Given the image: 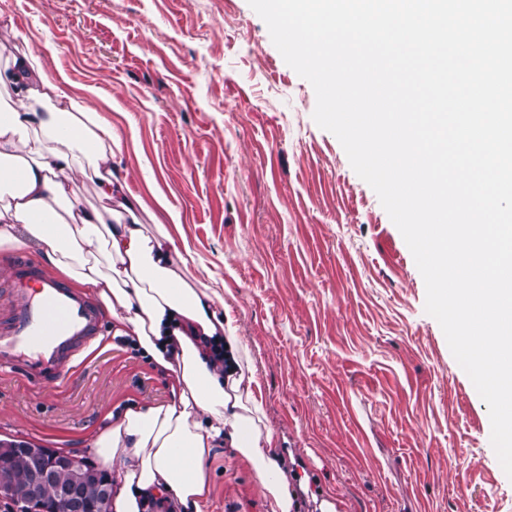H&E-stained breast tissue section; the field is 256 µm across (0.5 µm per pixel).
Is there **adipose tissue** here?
I'll use <instances>...</instances> for the list:
<instances>
[{
    "instance_id": "adipose-tissue-1",
    "label": "adipose tissue",
    "mask_w": 512,
    "mask_h": 512,
    "mask_svg": "<svg viewBox=\"0 0 512 512\" xmlns=\"http://www.w3.org/2000/svg\"><path fill=\"white\" fill-rule=\"evenodd\" d=\"M120 137L89 101L51 83L39 56L0 63V246H39L43 262L95 296L113 335L133 341L168 390L160 404L113 415L91 442L97 462L117 471L113 512H142L150 497L202 512L208 468L231 448L256 473L269 512H294L296 496L254 392L255 368L230 319L219 317V289L197 281L190 246L168 224L147 234L144 208L112 170ZM93 179L103 209L83 207L72 186ZM224 345L214 361L206 340Z\"/></svg>"
}]
</instances>
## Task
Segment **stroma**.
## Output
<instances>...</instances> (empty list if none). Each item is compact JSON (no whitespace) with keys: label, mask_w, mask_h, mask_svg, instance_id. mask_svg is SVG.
Instances as JSON below:
<instances>
[{"label":"stroma","mask_w":512,"mask_h":512,"mask_svg":"<svg viewBox=\"0 0 512 512\" xmlns=\"http://www.w3.org/2000/svg\"><path fill=\"white\" fill-rule=\"evenodd\" d=\"M21 51L93 92L131 192L165 198L197 278L222 282L298 512H512L488 409L410 249L248 0H0V56ZM166 397L106 329L59 388L0 373V439L87 459L108 412ZM209 480L203 512H268L231 453Z\"/></svg>","instance_id":"1"}]
</instances>
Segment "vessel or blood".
I'll list each match as a JSON object with an SVG mask.
<instances>
[{"label":"vessel or blood","instance_id":"vessel-or-blood-1","mask_svg":"<svg viewBox=\"0 0 512 512\" xmlns=\"http://www.w3.org/2000/svg\"><path fill=\"white\" fill-rule=\"evenodd\" d=\"M0 261L10 277V290L0 302V371L18 374L36 388L60 386L98 341L103 311L26 253Z\"/></svg>","mask_w":512,"mask_h":512}]
</instances>
